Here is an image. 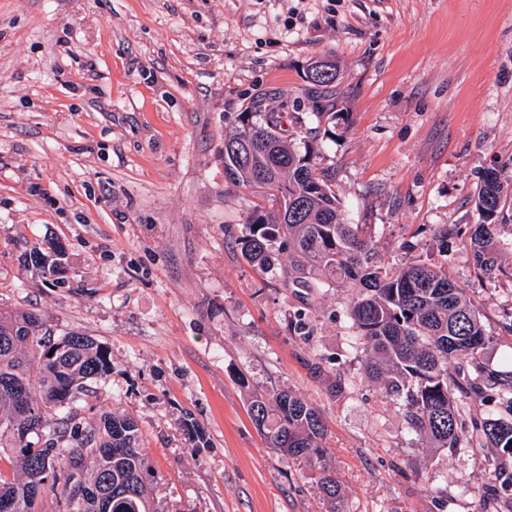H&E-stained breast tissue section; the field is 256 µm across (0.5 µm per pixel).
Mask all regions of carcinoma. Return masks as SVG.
<instances>
[{"label": "carcinoma", "mask_w": 512, "mask_h": 512, "mask_svg": "<svg viewBox=\"0 0 512 512\" xmlns=\"http://www.w3.org/2000/svg\"><path fill=\"white\" fill-rule=\"evenodd\" d=\"M240 113V125L224 138L228 180L279 201L275 210L254 206L237 238L241 256L261 268L273 263V246L291 257L286 275L296 285L323 281L359 288L350 318L367 356L369 377L402 400L408 428L435 448L480 442L499 449L489 462V479L512 484L502 457H512V417L459 423L456 395L481 391L459 376L453 361L478 362L487 342L480 313L448 272L421 259L397 270L373 262V244L358 224L342 217L341 202L318 170L310 149L300 152L279 135L280 113ZM478 223L469 248L476 269L490 277L501 270L504 250L498 218L512 210V182L491 165L474 194ZM110 353L94 337L79 332L55 337L44 318L28 310L0 311V447L12 473L0 468V512H43L46 493L63 485L56 512H101L92 489L110 493L108 512H156L150 473L140 448L139 427L127 414L105 410L95 425L75 422L74 406L85 382L110 371ZM512 407V379L501 382L484 369ZM268 447L319 470L320 489L338 512L336 474L323 446L327 428L321 411L288 389L257 395L248 405ZM51 434H45L49 424Z\"/></svg>", "instance_id": "1"}]
</instances>
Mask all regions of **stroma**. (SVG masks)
Masks as SVG:
<instances>
[{
    "instance_id": "stroma-1",
    "label": "stroma",
    "mask_w": 512,
    "mask_h": 512,
    "mask_svg": "<svg viewBox=\"0 0 512 512\" xmlns=\"http://www.w3.org/2000/svg\"><path fill=\"white\" fill-rule=\"evenodd\" d=\"M326 57L338 78L312 86ZM257 100L314 147L381 265L446 264L480 311V366L512 375V258L482 278L467 246L482 168L512 178V0H0V309L106 346L77 420L136 419L158 512H326L313 464L248 414L280 388L324 415L339 512H487L495 449L408 429L364 373L357 288L241 257L273 202L226 179L224 135ZM52 243L57 271L26 262Z\"/></svg>"
}]
</instances>
